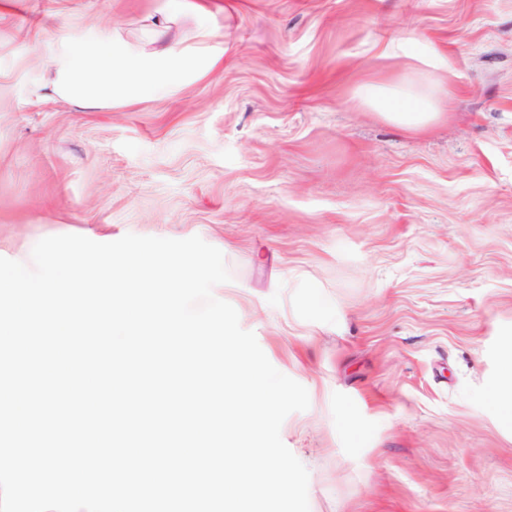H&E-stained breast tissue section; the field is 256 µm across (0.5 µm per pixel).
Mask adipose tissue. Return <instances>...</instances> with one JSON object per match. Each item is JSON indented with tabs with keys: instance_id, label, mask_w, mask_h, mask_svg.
<instances>
[{
	"instance_id": "1",
	"label": "adipose tissue",
	"mask_w": 512,
	"mask_h": 512,
	"mask_svg": "<svg viewBox=\"0 0 512 512\" xmlns=\"http://www.w3.org/2000/svg\"><path fill=\"white\" fill-rule=\"evenodd\" d=\"M209 12L205 0H164L154 11L149 39L138 44L109 30L85 34L66 22L42 26L32 46L37 53L49 54L50 70L46 81L33 86L29 94L38 101L98 110L146 101L159 91L178 93L224 66L222 31L199 27L196 42L190 45L177 30L182 16ZM360 95L398 128L419 131L438 119L445 92L440 81L429 75L391 85L369 83L361 87Z\"/></svg>"
}]
</instances>
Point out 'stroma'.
<instances>
[{"label":"stroma","mask_w":512,"mask_h":512,"mask_svg":"<svg viewBox=\"0 0 512 512\" xmlns=\"http://www.w3.org/2000/svg\"><path fill=\"white\" fill-rule=\"evenodd\" d=\"M222 72L134 105L29 99L37 27L130 42L159 0H16L0 21V257L42 238L201 237L214 287L307 410L310 512H512V0H222ZM412 40L410 54L380 52ZM452 62L406 132L359 98ZM503 368L496 385L488 392L489 397L512 404V349L502 359Z\"/></svg>","instance_id":"stroma-1"}]
</instances>
